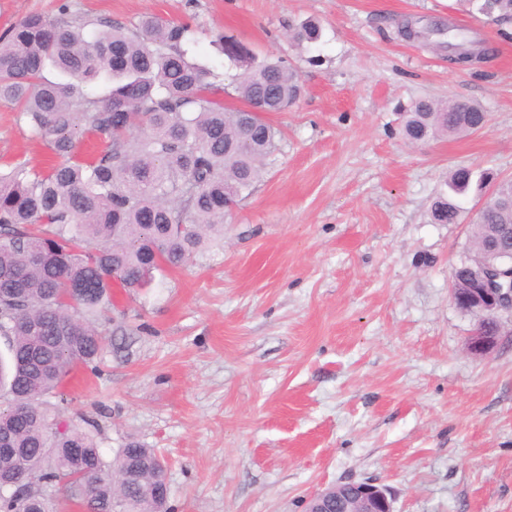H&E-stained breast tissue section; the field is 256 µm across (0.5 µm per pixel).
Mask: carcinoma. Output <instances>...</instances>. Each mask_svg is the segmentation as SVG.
<instances>
[{
    "mask_svg": "<svg viewBox=\"0 0 512 512\" xmlns=\"http://www.w3.org/2000/svg\"><path fill=\"white\" fill-rule=\"evenodd\" d=\"M468 3L512 23V0ZM59 14H30L0 36V100L17 105L61 158L45 173L18 162L0 174V335L9 352L0 358V442L22 449L16 468L36 479L30 507L0 487V512H58L63 500L80 512H171L156 449L130 440L107 461L94 423H65L49 398L71 368L102 356L97 321L113 286L149 288L154 271L180 267L224 236L230 205L250 193L280 137L265 115L291 107L302 87L282 61L225 45L245 104L228 109L217 75L188 58V25L147 16L134 33L105 22L89 37L90 22L70 4ZM433 35L448 37L440 45L450 54L470 42L452 27H427ZM288 37L310 47L321 31L307 21ZM49 67L61 79H46ZM100 78L112 84L108 95L83 89ZM486 117L475 103L418 100L402 135L421 143L469 134ZM81 124L104 143L90 160L75 157ZM474 182L495 191L466 259L481 256L487 239L512 236V181L469 167L450 171L432 222L456 223Z\"/></svg>",
    "mask_w": 512,
    "mask_h": 512,
    "instance_id": "cac0c4a2",
    "label": "carcinoma"
}]
</instances>
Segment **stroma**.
Wrapping results in <instances>:
<instances>
[{
  "label": "stroma",
  "instance_id": "stroma-1",
  "mask_svg": "<svg viewBox=\"0 0 512 512\" xmlns=\"http://www.w3.org/2000/svg\"><path fill=\"white\" fill-rule=\"evenodd\" d=\"M74 14L136 30L153 14L193 29L191 56L221 80L226 35L294 69L303 92L269 114L281 131L224 240L151 288L113 289L100 361L54 402L96 422L113 459L131 439L169 462L173 512H303L349 480L391 488L395 512H512V317L484 356L450 297L480 197L454 224L430 208L458 166L512 179V25L458 0H69ZM314 18L312 47L288 38ZM452 22L491 57L457 68L398 25ZM481 105L480 131L416 145L415 101ZM56 159L0 101V167Z\"/></svg>",
  "mask_w": 512,
  "mask_h": 512
}]
</instances>
